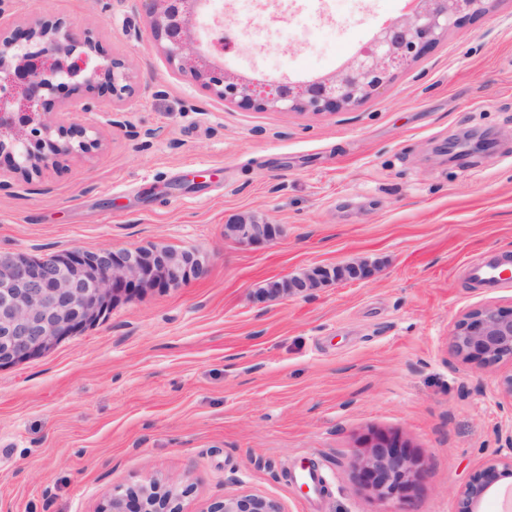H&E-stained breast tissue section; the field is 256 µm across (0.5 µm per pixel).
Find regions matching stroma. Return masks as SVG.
<instances>
[{
    "label": "stroma",
    "instance_id": "stroma-1",
    "mask_svg": "<svg viewBox=\"0 0 512 512\" xmlns=\"http://www.w3.org/2000/svg\"><path fill=\"white\" fill-rule=\"evenodd\" d=\"M125 60L121 103L73 96L57 119L101 145L30 178L0 172V250L151 243L196 248L207 274L118 302L49 354L0 369V512H101L113 490L175 482L185 512L261 495L282 512H458L512 458V361L451 348L469 311L512 309V285L469 283V260L512 257V0H492L347 112L245 110L172 75L133 0H8ZM404 0H212L201 35L231 29L224 64L302 81L333 72ZM279 225L249 248L224 226ZM361 281L261 298L320 265ZM421 475L403 501L365 478L375 437ZM315 468L321 488H306ZM505 471H507L509 475L512 473V458L509 462L505 463L502 472ZM502 472H498L497 468L491 467L477 475L462 494L460 512L479 511L477 509L478 504L488 493Z\"/></svg>",
    "mask_w": 512,
    "mask_h": 512
}]
</instances>
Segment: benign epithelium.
<instances>
[{"mask_svg": "<svg viewBox=\"0 0 512 512\" xmlns=\"http://www.w3.org/2000/svg\"><path fill=\"white\" fill-rule=\"evenodd\" d=\"M152 32L170 72L189 76L219 100L242 109L280 112H343L388 86L395 76L430 53L451 31L481 17L490 0H406L403 12L376 29L336 71L296 82L247 80L224 68L219 57L235 45L213 36L198 38L210 0H143ZM74 91L120 102L135 90L125 61L98 59L89 32L78 33L59 19L39 17L23 27L0 28V159L28 178L60 166L64 158L97 148L94 126L63 125L54 117L65 105L58 93ZM279 225L244 217L225 225V235L248 247L266 245ZM207 273L200 251L170 246L149 249H67L44 258L0 251V369L43 357L63 341L99 323L116 303L150 290L176 288ZM374 268L363 261L316 266L272 282L270 297L306 294L323 282L362 280ZM452 346L486 363L512 359V310L485 306L455 325ZM366 469L378 497L402 501L417 476L401 446L387 438L373 443ZM500 475L491 467L468 485L460 512L477 506ZM187 490L151 482L119 489L103 512H183ZM208 512H281L255 494L226 498Z\"/></svg>", "mask_w": 512, "mask_h": 512, "instance_id": "benign-epithelium-1", "label": "benign epithelium"}]
</instances>
